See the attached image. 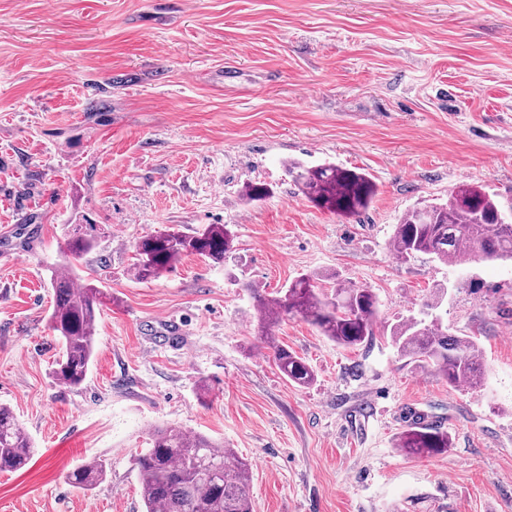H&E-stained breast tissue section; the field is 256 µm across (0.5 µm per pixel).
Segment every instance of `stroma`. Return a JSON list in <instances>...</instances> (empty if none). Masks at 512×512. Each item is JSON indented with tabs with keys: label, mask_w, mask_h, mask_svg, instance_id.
Here are the masks:
<instances>
[{
	"label": "stroma",
	"mask_w": 512,
	"mask_h": 512,
	"mask_svg": "<svg viewBox=\"0 0 512 512\" xmlns=\"http://www.w3.org/2000/svg\"><path fill=\"white\" fill-rule=\"evenodd\" d=\"M289 160L367 173L377 194L356 216L322 210ZM462 183L512 204V0H0V247L16 255L0 405L34 446L0 472V512H144L135 459L166 426L234 449L254 512H512V262L392 252L405 211ZM248 184L271 193L246 201ZM207 224L235 235L223 263L133 277L141 237ZM78 230L97 246L74 271L107 300L69 388L48 317ZM309 272L379 303L353 349L279 322L315 374L300 387L257 340L249 288ZM436 294L482 353V387H448L390 338ZM166 312L187 326L171 342L153 326ZM416 415L447 453L398 448ZM90 459L106 473L82 490L67 475Z\"/></svg>",
	"instance_id": "35a3bbf8"
}]
</instances>
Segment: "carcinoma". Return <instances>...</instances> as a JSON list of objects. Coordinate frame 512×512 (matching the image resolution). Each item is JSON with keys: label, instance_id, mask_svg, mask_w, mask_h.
I'll list each match as a JSON object with an SVG mask.
<instances>
[{"label": "carcinoma", "instance_id": "cac0c4a2", "mask_svg": "<svg viewBox=\"0 0 512 512\" xmlns=\"http://www.w3.org/2000/svg\"><path fill=\"white\" fill-rule=\"evenodd\" d=\"M288 174L317 207L351 216L368 207L377 187L365 173L325 163L306 167L288 162ZM502 206L483 187L462 184L448 191V200L414 208L396 224L392 245L401 258L429 255L441 262L466 263L512 260V223L502 222ZM234 245L225 224H210L192 234L169 228L142 237L134 246L132 273L149 280L173 269L185 256L198 255L215 264ZM93 240L76 234L68 239L66 254L74 260L87 255ZM319 276L302 274L277 296L254 289L258 334L273 350L280 372L289 381L307 386L312 369L294 352L279 345L273 327L284 317H300L329 340L353 347L373 340L377 298L373 290L354 284H336L328 293L317 285ZM102 292L90 283L78 288L61 278L56 288L50 328L63 352L55 376L67 387L86 379L91 363L97 313ZM401 356L442 377L448 385L478 386L484 379L481 353L466 336H453L438 322H402L391 329ZM398 447L410 455L433 456L450 448L448 432L420 421L409 425ZM32 443L12 411L0 406V471L24 467ZM145 512H253L247 492L248 464L231 448L177 427L156 431L152 447L136 458ZM105 473V465L84 461L69 475L72 485L90 489Z\"/></svg>", "mask_w": 512, "mask_h": 512}]
</instances>
